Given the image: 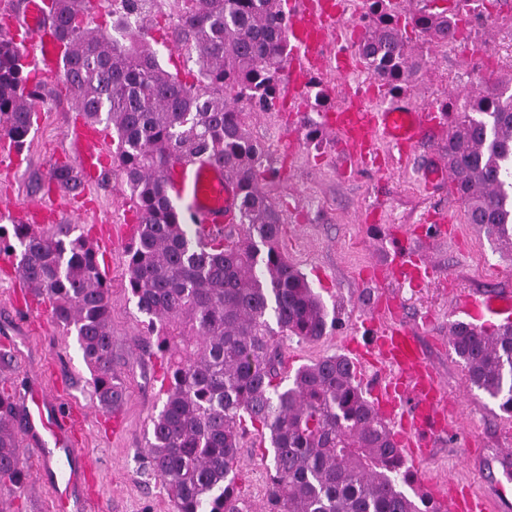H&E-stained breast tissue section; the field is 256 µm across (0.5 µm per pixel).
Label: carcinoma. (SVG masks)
Listing matches in <instances>:
<instances>
[{
    "label": "carcinoma",
    "instance_id": "1",
    "mask_svg": "<svg viewBox=\"0 0 512 512\" xmlns=\"http://www.w3.org/2000/svg\"><path fill=\"white\" fill-rule=\"evenodd\" d=\"M52 27L66 46L60 80L92 125L115 133L117 162L138 224L127 250L128 285L155 335L165 401L152 419L147 468L175 512H244L235 495L240 448L259 438L267 462L262 512H443L429 496L411 498L414 474L392 430L356 383L344 355L300 366L293 377L278 336L316 342L333 321L307 277L279 248L283 218L260 183L264 147L246 130L245 111L276 112L290 54L282 0H169L177 21L166 41L185 52L191 80L161 64L148 40L156 0H112V31L87 27L92 0H53ZM453 12L408 16L392 0H363L357 45L366 69L391 96L422 70L406 28L429 44L462 36ZM28 65L21 47L0 40V138L24 143L33 126ZM317 111L330 107L320 77L309 82ZM449 119L441 153L451 193L467 223L512 258V76L473 95ZM207 154L240 187L242 237L202 245L180 222L164 188L173 159ZM66 190L81 187L69 165L51 169ZM70 224L49 231L0 224V255L12 256L28 285L75 331L104 409L125 389L112 372V303L94 248ZM275 324H270V321ZM448 343L470 387L512 418V325L489 331L465 322ZM17 408L0 393V481L23 478Z\"/></svg>",
    "mask_w": 512,
    "mask_h": 512
}]
</instances>
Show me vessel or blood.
Returning a JSON list of instances; mask_svg holds the SVG:
<instances>
[{"instance_id": "obj_1", "label": "vessel or blood", "mask_w": 512, "mask_h": 512, "mask_svg": "<svg viewBox=\"0 0 512 512\" xmlns=\"http://www.w3.org/2000/svg\"><path fill=\"white\" fill-rule=\"evenodd\" d=\"M48 0H0V10L10 19V29L21 41L34 46L33 65L39 75L54 74L60 66L59 43L47 22ZM346 10L345 0H294L289 39L292 57L288 85L294 102H301L313 71L335 63L348 70L351 58L337 52L328 56ZM326 126L336 139L341 172L368 164L386 147L396 148L399 161L426 141L439 140L445 130L434 109L420 108L399 98L380 109L366 108L357 96L348 97L330 113ZM99 133L85 125L69 134L73 166L81 181L99 178L104 168L96 148ZM167 196L182 206V222L203 242L223 236L238 222L240 189L223 165L205 156L183 157L171 163L165 180ZM394 252L386 271L395 280L424 284L433 268L422 250L403 235L391 236ZM453 309L472 323L495 319L512 323V292H459ZM371 352L377 353L389 372L384 387L374 392V404L386 420L396 423L395 441L411 464L425 461L441 439L453 436L455 412L447 405L436 367L414 330L399 318L375 308L369 319ZM24 429L38 448L44 471L51 477L57 512H84L83 492L89 491L97 472L95 461L75 445L70 419L56 415L51 399L32 397L24 405ZM431 496L447 512H487L484 497L460 492L456 485L435 482Z\"/></svg>"}]
</instances>
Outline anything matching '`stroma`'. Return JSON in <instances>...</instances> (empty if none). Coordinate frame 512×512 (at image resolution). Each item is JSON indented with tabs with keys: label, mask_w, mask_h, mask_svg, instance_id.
Returning <instances> with one entry per match:
<instances>
[{
	"label": "stroma",
	"mask_w": 512,
	"mask_h": 512,
	"mask_svg": "<svg viewBox=\"0 0 512 512\" xmlns=\"http://www.w3.org/2000/svg\"><path fill=\"white\" fill-rule=\"evenodd\" d=\"M359 11L358 0H350L347 27L337 42L353 57L357 44L349 28L357 24ZM464 28L465 40L448 47L431 46L418 32L407 31L410 45L423 55V75L407 92L417 106L449 100L460 112L476 87L512 75V0H485L482 19H469ZM319 76L324 84L335 86L330 98L335 106L349 90L366 93L375 108L390 98L355 57L351 74L339 75L329 67ZM44 83L23 166L16 171L0 168V206L53 203V193L46 190L49 171L63 162L67 136L84 118L62 82L48 77ZM246 129L266 149V189L285 218L280 249L336 314L335 326L319 341L281 339L289 370L345 353L349 338L366 341L373 305L395 297L404 321L422 337L429 360L439 369L457 418L455 435L437 443L417 475L412 495L421 494L423 483L449 475L489 503H496L502 490L512 499V481L502 482L499 465L506 449H512V421L504 419L492 400L469 387L448 344V329L457 320L449 289L512 290V260L500 258L483 233L466 223L449 182L426 188L419 172L436 160L439 146H421L404 165L385 174L360 170L346 178L338 170L332 134H324L321 143L309 142L298 116L289 109L248 116ZM107 175L105 184L89 187L87 194L71 200L77 208H96L95 223H79L67 212L61 219L87 236L99 260L110 265L112 358L126 392L120 420L112 422L95 399L75 337L65 335L49 316L42 327H30L21 308L23 293L4 255L0 256V353H8L9 360L0 361V389L19 396L41 387L52 392L56 405L78 413L77 437L81 448L97 460V489L108 512H174L164 489L144 473L151 419L164 401L160 360L151 353L143 317L126 289L125 249H109L101 242L100 224L134 223L133 207L116 168H109ZM438 209L455 217L444 235L425 220ZM398 225L417 226V244L435 267L431 284L409 286L383 279L379 266L389 259L383 231ZM241 456L235 493L258 512L266 469L257 448H243ZM7 491L0 512H54L53 493L32 453L24 455L21 485L8 486Z\"/></svg>",
	"instance_id": "obj_1"
}]
</instances>
